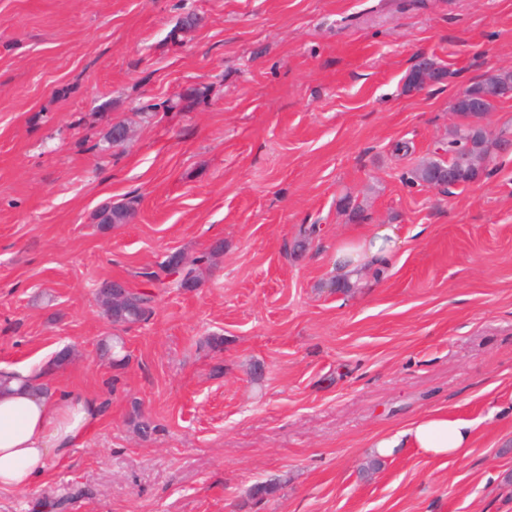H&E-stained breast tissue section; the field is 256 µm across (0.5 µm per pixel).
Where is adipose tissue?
<instances>
[{"label": "adipose tissue", "instance_id": "ef3b65f1", "mask_svg": "<svg viewBox=\"0 0 512 512\" xmlns=\"http://www.w3.org/2000/svg\"><path fill=\"white\" fill-rule=\"evenodd\" d=\"M401 246L394 227L381 226L336 252V276L356 280L375 263L390 262ZM8 385L0 389V490H20L41 479L51 459L66 458L89 434L100 416V405L80 392L41 393L43 367L7 371ZM476 438L473 421L445 414L428 416L410 428L378 439L375 453L392 456L408 444L437 457H457Z\"/></svg>", "mask_w": 512, "mask_h": 512}]
</instances>
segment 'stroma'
<instances>
[{
  "instance_id": "obj_1",
  "label": "stroma",
  "mask_w": 512,
  "mask_h": 512,
  "mask_svg": "<svg viewBox=\"0 0 512 512\" xmlns=\"http://www.w3.org/2000/svg\"><path fill=\"white\" fill-rule=\"evenodd\" d=\"M423 56L446 75L407 91ZM492 67L512 0H0V368L69 349L54 392L102 405L0 512H512V152L445 193L409 181ZM108 203L131 221L98 224ZM380 224L398 255L333 289L337 247ZM219 240L197 287L142 276ZM115 279L154 293L148 320L105 316ZM437 413L476 422L465 455L361 476Z\"/></svg>"
}]
</instances>
